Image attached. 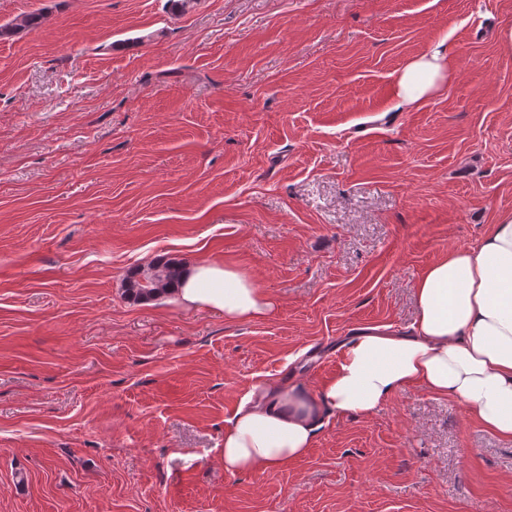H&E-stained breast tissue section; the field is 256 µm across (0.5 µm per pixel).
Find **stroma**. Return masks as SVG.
Returning <instances> with one entry per match:
<instances>
[{
	"label": "stroma",
	"instance_id": "1",
	"mask_svg": "<svg viewBox=\"0 0 512 512\" xmlns=\"http://www.w3.org/2000/svg\"><path fill=\"white\" fill-rule=\"evenodd\" d=\"M0 512H512V441L411 385L330 416L282 470L226 474L254 385L320 387L359 330L512 212V0H0ZM455 71L404 105L432 46ZM235 263L232 323L160 257ZM183 272L182 262L159 258L146 269L130 273L125 282L126 296L141 302L171 294L182 277L180 287L172 294L185 309L216 311L229 322L258 321L273 311L272 300L239 266L204 261Z\"/></svg>",
	"mask_w": 512,
	"mask_h": 512
}]
</instances>
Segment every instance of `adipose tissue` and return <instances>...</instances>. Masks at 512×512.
<instances>
[{"label":"adipose tissue","mask_w":512,"mask_h":512,"mask_svg":"<svg viewBox=\"0 0 512 512\" xmlns=\"http://www.w3.org/2000/svg\"><path fill=\"white\" fill-rule=\"evenodd\" d=\"M454 59L437 45L398 77L400 97L416 104L452 75ZM186 309L229 322L268 317L273 302L239 266L204 261L174 291ZM410 331L369 329L348 339L334 375L319 390L301 382L254 387L224 428L225 473L277 470L305 455L326 416H368L401 389L418 385L453 399L466 414L512 441V213L474 247L453 248L414 286Z\"/></svg>","instance_id":"adipose-tissue-1"}]
</instances>
